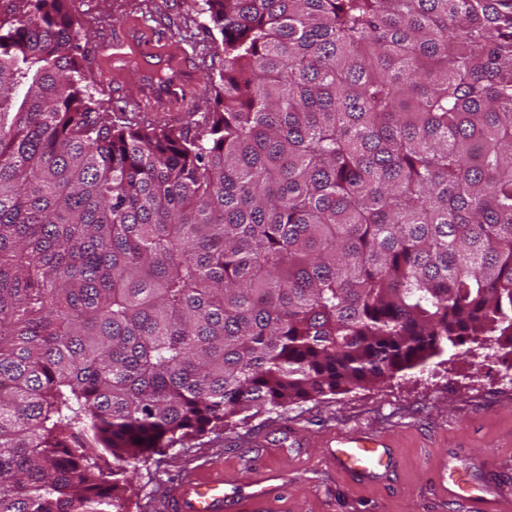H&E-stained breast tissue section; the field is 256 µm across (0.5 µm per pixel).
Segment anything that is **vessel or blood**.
<instances>
[{
  "instance_id": "1",
  "label": "vessel or blood",
  "mask_w": 512,
  "mask_h": 512,
  "mask_svg": "<svg viewBox=\"0 0 512 512\" xmlns=\"http://www.w3.org/2000/svg\"><path fill=\"white\" fill-rule=\"evenodd\" d=\"M170 69V84H160L156 75L161 69ZM140 75L145 84L147 104L166 107L175 85L196 87L194 71L186 58L152 54L141 56ZM329 454L336 465L349 473L376 477L388 471L393 459L388 445L376 435L350 434L337 440ZM168 512H225L228 495L220 477L189 475L167 489Z\"/></svg>"
}]
</instances>
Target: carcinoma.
Listing matches in <instances>:
<instances>
[{
	"instance_id": "carcinoma-1",
	"label": "carcinoma",
	"mask_w": 512,
	"mask_h": 512,
	"mask_svg": "<svg viewBox=\"0 0 512 512\" xmlns=\"http://www.w3.org/2000/svg\"><path fill=\"white\" fill-rule=\"evenodd\" d=\"M202 2L172 125L90 90L70 0H0V512H125L244 412L512 350V0Z\"/></svg>"
}]
</instances>
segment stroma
<instances>
[{
	"instance_id": "obj_1",
	"label": "stroma",
	"mask_w": 512,
	"mask_h": 512,
	"mask_svg": "<svg viewBox=\"0 0 512 512\" xmlns=\"http://www.w3.org/2000/svg\"><path fill=\"white\" fill-rule=\"evenodd\" d=\"M85 66L113 113L133 115L143 95L132 74H105L102 52L139 29L156 51H180L196 72L221 67V37L191 0H72ZM353 431L382 435L395 466L356 479L328 458ZM225 491L287 483L247 512H512V355L467 344L379 383L263 412L138 464L120 494L126 512H167L163 486L203 462Z\"/></svg>"
}]
</instances>
